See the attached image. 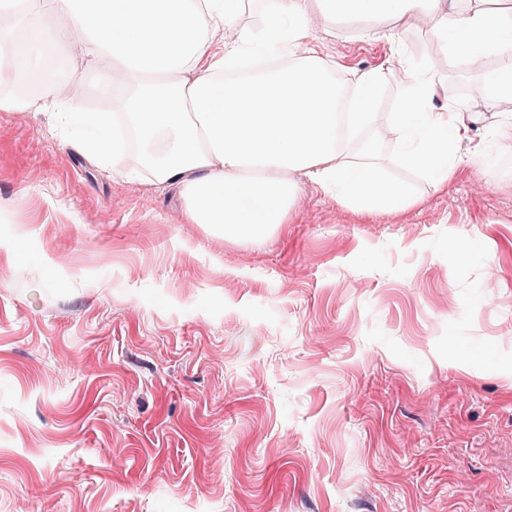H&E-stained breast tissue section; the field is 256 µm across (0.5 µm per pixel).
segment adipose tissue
Returning <instances> with one entry per match:
<instances>
[{"label":"adipose tissue","mask_w":512,"mask_h":512,"mask_svg":"<svg viewBox=\"0 0 512 512\" xmlns=\"http://www.w3.org/2000/svg\"><path fill=\"white\" fill-rule=\"evenodd\" d=\"M256 22L240 17L245 0H0V76L50 67L66 19L81 30L84 56L107 59L101 82L123 95L122 115L109 122L71 102L66 121L95 127L93 149L126 165L129 129L140 140L138 165L159 182L176 183L194 224L238 242L267 238L289 223L299 178L358 212L405 211L418 202L376 162V140L363 138L376 119L382 67L355 72L347 86L335 61L310 42V13L329 24L357 21L372 30L395 21L409 28L423 17L453 59L476 72L472 105L492 103L512 119V13L487 0H258ZM34 30L26 54L5 30ZM231 28L229 41L212 33ZM404 88L384 129L398 163L435 186L455 176L469 127L461 109L436 106L429 68L403 62Z\"/></svg>","instance_id":"ef3b65f1"}]
</instances>
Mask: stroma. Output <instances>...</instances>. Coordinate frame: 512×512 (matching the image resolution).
<instances>
[{
  "mask_svg": "<svg viewBox=\"0 0 512 512\" xmlns=\"http://www.w3.org/2000/svg\"><path fill=\"white\" fill-rule=\"evenodd\" d=\"M340 78L397 58L442 101L471 74L431 29L319 24ZM90 111L103 64L66 57ZM53 113L0 111V512H512V125L486 164L362 214L301 181L237 244L179 187L113 173ZM496 288H487L489 278Z\"/></svg>",
  "mask_w": 512,
  "mask_h": 512,
  "instance_id": "35a3bbf8",
  "label": "stroma"
}]
</instances>
